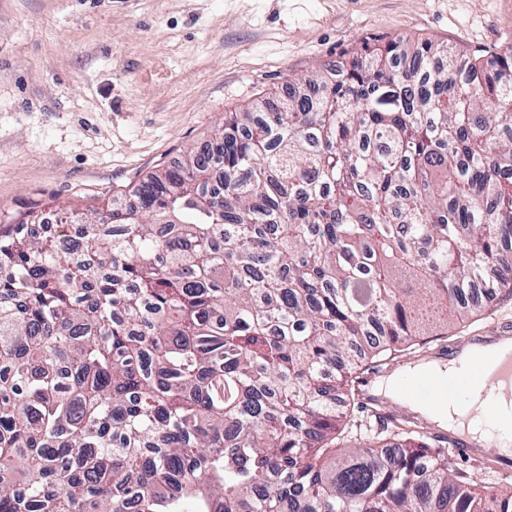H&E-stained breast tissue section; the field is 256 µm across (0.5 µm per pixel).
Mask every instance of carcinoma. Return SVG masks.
<instances>
[{"mask_svg":"<svg viewBox=\"0 0 512 512\" xmlns=\"http://www.w3.org/2000/svg\"><path fill=\"white\" fill-rule=\"evenodd\" d=\"M46 235L0 219V512H512L370 361L512 295V44L389 40Z\"/></svg>","mask_w":512,"mask_h":512,"instance_id":"carcinoma-1","label":"carcinoma"}]
</instances>
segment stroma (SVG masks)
<instances>
[{"mask_svg":"<svg viewBox=\"0 0 512 512\" xmlns=\"http://www.w3.org/2000/svg\"><path fill=\"white\" fill-rule=\"evenodd\" d=\"M396 38L488 55L512 0H0V214L102 207L225 113ZM509 325L512 297L448 340Z\"/></svg>","mask_w":512,"mask_h":512,"instance_id":"35a3bbf8","label":"stroma"}]
</instances>
